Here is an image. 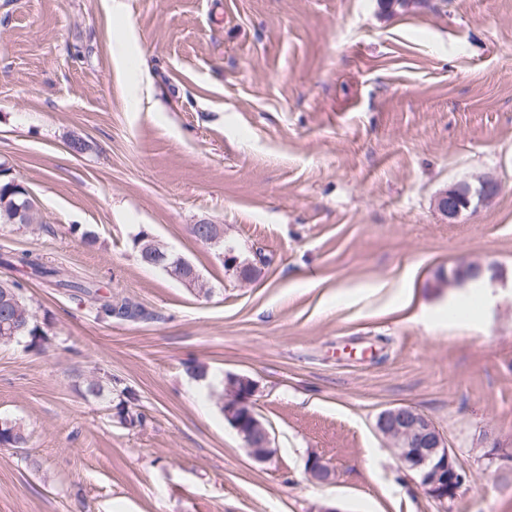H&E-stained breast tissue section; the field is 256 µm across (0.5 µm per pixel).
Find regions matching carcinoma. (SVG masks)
I'll return each instance as SVG.
<instances>
[{
    "instance_id": "cac0c4a2",
    "label": "carcinoma",
    "mask_w": 512,
    "mask_h": 512,
    "mask_svg": "<svg viewBox=\"0 0 512 512\" xmlns=\"http://www.w3.org/2000/svg\"><path fill=\"white\" fill-rule=\"evenodd\" d=\"M36 220V203L29 191L16 179L9 177L7 170L0 169V223L1 224H32ZM4 264L13 269L45 280L57 288H70L91 297L96 304V317L101 321L121 320L128 322L146 321L154 315L145 308L127 298L101 296L98 290L74 279L59 277V271L47 266L42 259L30 251L14 253ZM18 301L13 306L0 304V328L12 319L19 322L22 317L28 318V328L21 338L31 343L34 351L41 353L51 343L47 327L48 323L40 322L32 313V309L24 298L25 284L23 281L12 280ZM85 397L94 400H112L116 395V412L114 416L119 423L133 428L143 423L144 415L136 411L138 398L128 388L114 389L112 376L92 375L84 380ZM29 442V435L24 425L16 420H4L0 424V444L11 448H23Z\"/></svg>"
}]
</instances>
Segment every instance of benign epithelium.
Returning a JSON list of instances; mask_svg holds the SVG:
<instances>
[{
    "label": "benign epithelium",
    "mask_w": 512,
    "mask_h": 512,
    "mask_svg": "<svg viewBox=\"0 0 512 512\" xmlns=\"http://www.w3.org/2000/svg\"><path fill=\"white\" fill-rule=\"evenodd\" d=\"M499 191L496 180L482 176L474 182L464 181L449 187L439 196L437 207L449 220H456L485 206ZM195 236L199 242L218 249L231 268L239 265L237 249L224 239L223 226L206 222L197 224ZM153 240L154 236L148 235L136 242L149 264L168 271L188 288L204 287L200 273L189 260L172 251L166 254L154 251ZM255 393L256 384L250 377L226 374L222 413L232 421L249 456L258 462H266L275 455L276 449L272 447L268 429L254 410ZM376 427L391 441L402 466L417 473L420 485L430 497L444 502L456 496L464 477L454 452L448 448L432 420L411 407H395L380 413ZM307 471L319 483H329L334 477L333 469L319 456L307 460Z\"/></svg>",
    "instance_id": "obj_1"
}]
</instances>
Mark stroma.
<instances>
[{"label": "stroma", "mask_w": 512, "mask_h": 512, "mask_svg": "<svg viewBox=\"0 0 512 512\" xmlns=\"http://www.w3.org/2000/svg\"><path fill=\"white\" fill-rule=\"evenodd\" d=\"M0 166L43 218L0 247L154 314L29 282L53 344L0 346V418L30 433L0 447V512H512V0H0ZM483 175L499 194L449 223L437 196ZM203 221L268 265L225 275ZM143 229L209 296L137 261ZM472 262L502 279L453 283ZM92 373L143 426L85 399ZM228 373L257 384L270 461L216 403ZM399 406L447 437L454 499L378 433ZM84 394L86 398L94 400H108L112 402V399L116 398V412L114 416L118 419L119 423L127 428H133L137 425H142L144 415L142 412H137L135 408H138V398L128 388L116 389L117 381H114L115 386L112 385V375L103 376L92 375L84 380ZM115 391L116 393H112ZM112 394L116 396L112 397ZM123 395L124 399H119Z\"/></svg>", "instance_id": "obj_1"}]
</instances>
